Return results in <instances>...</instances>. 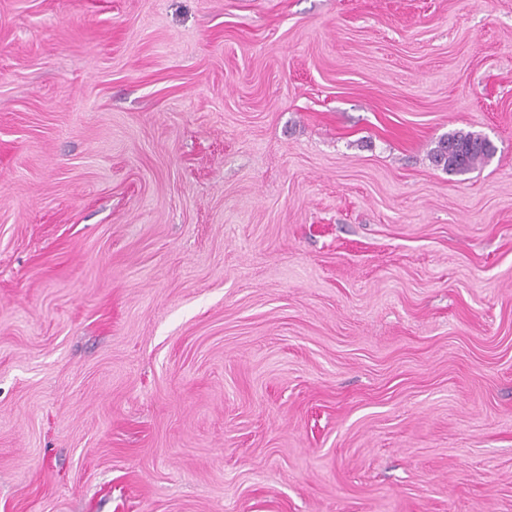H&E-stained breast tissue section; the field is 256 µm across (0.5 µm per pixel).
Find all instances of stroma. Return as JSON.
Listing matches in <instances>:
<instances>
[{
	"label": "stroma",
	"mask_w": 512,
	"mask_h": 512,
	"mask_svg": "<svg viewBox=\"0 0 512 512\" xmlns=\"http://www.w3.org/2000/svg\"><path fill=\"white\" fill-rule=\"evenodd\" d=\"M0 512H512V0H0ZM494 151L491 142L481 134L458 131L439 139L430 153V161L446 171L464 173Z\"/></svg>",
	"instance_id": "35a3bbf8"
}]
</instances>
